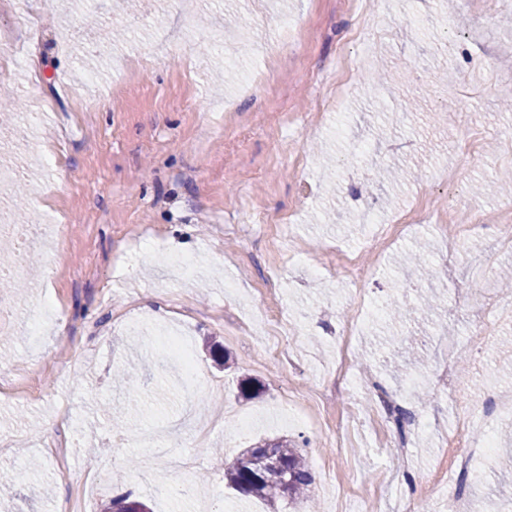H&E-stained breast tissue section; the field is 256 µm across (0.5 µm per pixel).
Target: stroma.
<instances>
[{
  "instance_id": "stroma-1",
  "label": "stroma",
  "mask_w": 512,
  "mask_h": 512,
  "mask_svg": "<svg viewBox=\"0 0 512 512\" xmlns=\"http://www.w3.org/2000/svg\"><path fill=\"white\" fill-rule=\"evenodd\" d=\"M27 2L40 37L0 78L18 105L0 127L38 113L56 158L22 159L0 225L61 232L35 250L13 293L15 333L0 335V504L63 512L82 489L87 512L125 494L152 512H266L225 485L224 466L285 437L309 461L318 512H334L328 472L364 512H402L411 483L427 512H441L453 408L430 372L450 343L467 344L461 318L487 321L483 363L455 372L497 429L512 421L502 414L512 374L497 350L512 334V295L498 282L512 254L491 225L462 242L420 228L383 254L372 228L512 173V0L489 10L465 0ZM283 19L298 40L274 42ZM381 65L396 76L375 96L364 78ZM473 126L476 159L457 143ZM389 165L408 179H379ZM422 239L420 276L400 259ZM163 253L193 257V271L169 268ZM478 265L490 287L473 279ZM273 269L275 293L265 289ZM426 288L441 302L424 316ZM43 300L62 315L37 332L28 309ZM394 304L401 320L388 314ZM166 325L187 335L196 372L220 395L198 396L162 363ZM119 366L134 382L114 380ZM368 371L388 393L426 394L414 463L376 426L338 439L350 410L370 414ZM245 376L264 384L258 398L240 396ZM508 458L500 444L482 462L469 508L512 512Z\"/></svg>"
}]
</instances>
